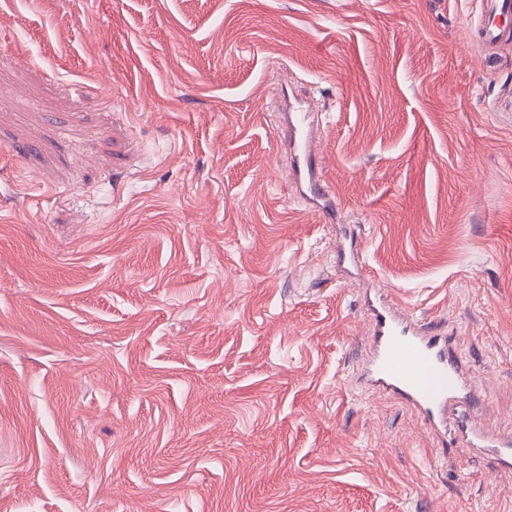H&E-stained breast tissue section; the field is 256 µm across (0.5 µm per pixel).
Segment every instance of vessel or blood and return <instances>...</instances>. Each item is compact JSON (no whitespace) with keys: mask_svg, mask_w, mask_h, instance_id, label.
<instances>
[{"mask_svg":"<svg viewBox=\"0 0 512 512\" xmlns=\"http://www.w3.org/2000/svg\"><path fill=\"white\" fill-rule=\"evenodd\" d=\"M482 19L472 37L485 54L512 38V0H481ZM294 172L306 187L304 201L317 211L330 206V191L307 141L291 142ZM373 321L371 356L363 375L372 391L398 395L412 406L426 429L453 432L460 448L480 457L492 469H512V435L486 433L476 417L478 379L432 329L397 307L378 303Z\"/></svg>","mask_w":512,"mask_h":512,"instance_id":"1","label":"vessel or blood"}]
</instances>
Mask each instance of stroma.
<instances>
[{"instance_id":"stroma-1","label":"stroma","mask_w":512,"mask_h":512,"mask_svg":"<svg viewBox=\"0 0 512 512\" xmlns=\"http://www.w3.org/2000/svg\"><path fill=\"white\" fill-rule=\"evenodd\" d=\"M478 11L0 0V512H512V470L357 374L392 301L512 434V40ZM289 122L295 129L293 142H290V151L294 159V172L299 182L306 186L303 201L316 208L318 212H325L330 207L331 190L324 187L323 180L317 174L320 171L316 155L312 153L306 140H297V127L293 124V117L289 114Z\"/></svg>"}]
</instances>
